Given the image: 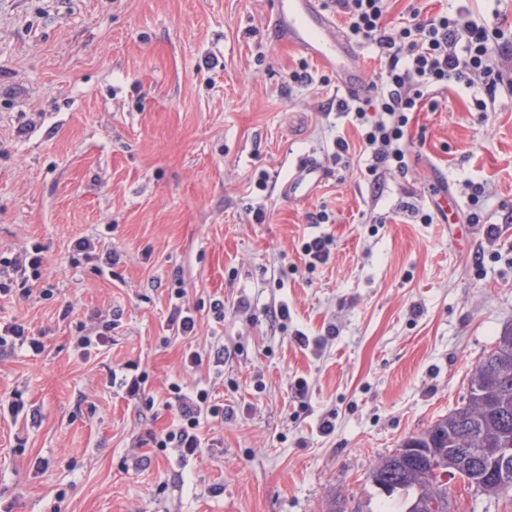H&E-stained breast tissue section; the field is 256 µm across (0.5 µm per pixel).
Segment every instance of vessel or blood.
<instances>
[{"instance_id":"vessel-or-blood-1","label":"vessel or blood","mask_w":512,"mask_h":512,"mask_svg":"<svg viewBox=\"0 0 512 512\" xmlns=\"http://www.w3.org/2000/svg\"><path fill=\"white\" fill-rule=\"evenodd\" d=\"M269 24L280 40L335 72L347 97L359 98L367 94L368 83L360 60L337 31L336 22L323 8L322 0H280ZM324 178V170L315 161L306 160L288 179L284 193L289 200H304L315 192Z\"/></svg>"}]
</instances>
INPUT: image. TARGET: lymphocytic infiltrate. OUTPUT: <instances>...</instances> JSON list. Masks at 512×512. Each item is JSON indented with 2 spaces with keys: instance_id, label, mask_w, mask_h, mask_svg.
<instances>
[{
  "instance_id": "lymphocytic-infiltrate-1",
  "label": "lymphocytic infiltrate",
  "mask_w": 512,
  "mask_h": 512,
  "mask_svg": "<svg viewBox=\"0 0 512 512\" xmlns=\"http://www.w3.org/2000/svg\"><path fill=\"white\" fill-rule=\"evenodd\" d=\"M390 0H336L346 17L349 39L372 42L380 50L385 76L375 97L376 119H369L364 105L339 101L338 110L358 130L370 157L367 172L377 177L391 170L407 168L404 129L409 114L433 88L451 85L483 86L488 96L498 87L512 86V71L498 58V48L506 39L499 26L465 21L441 14L429 19L411 17L389 26ZM42 249L0 259V296L9 295L17 281L39 279ZM178 413L176 428L156 437L159 448H170L179 460L194 457L209 447L205 421L224 416L223 405L213 403L208 389L183 391L175 387Z\"/></svg>"
}]
</instances>
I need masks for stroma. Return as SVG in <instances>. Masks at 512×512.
Here are the masks:
<instances>
[{"label": "stroma", "instance_id": "35a3bbf8", "mask_svg": "<svg viewBox=\"0 0 512 512\" xmlns=\"http://www.w3.org/2000/svg\"><path fill=\"white\" fill-rule=\"evenodd\" d=\"M276 6L0 0V257L43 247L40 279L0 298V316L45 345L0 352V393L39 412L0 416V512H326L462 406L512 326V89L484 110L480 88L432 89L406 127L408 171L373 181L335 75L276 41ZM414 9L512 28V0H392L388 19ZM308 158L326 178L291 202L282 187ZM466 179L490 188L478 205ZM92 235L119 254L111 273L70 265ZM318 236L333 245L313 264L303 245ZM178 287L188 341L168 323ZM96 313L110 341L83 360L74 338ZM188 345L207 358L193 372ZM126 363L148 375L140 400L110 382ZM175 383L229 411L185 462L151 440L178 419ZM448 488L452 512H512Z\"/></svg>", "mask_w": 512, "mask_h": 512}]
</instances>
